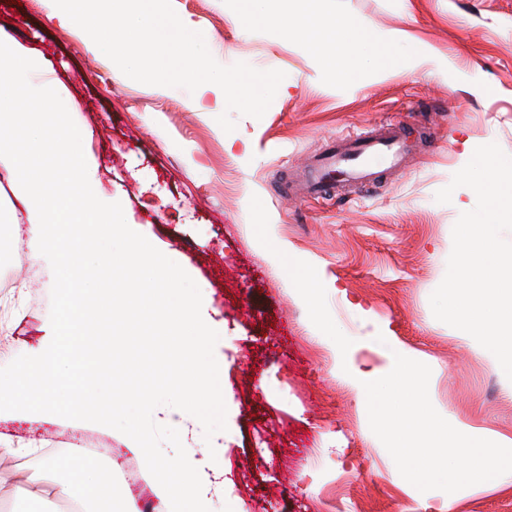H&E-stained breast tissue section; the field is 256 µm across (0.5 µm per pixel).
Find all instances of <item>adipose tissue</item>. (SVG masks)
I'll use <instances>...</instances> for the list:
<instances>
[{"instance_id":"1","label":"adipose tissue","mask_w":512,"mask_h":512,"mask_svg":"<svg viewBox=\"0 0 512 512\" xmlns=\"http://www.w3.org/2000/svg\"><path fill=\"white\" fill-rule=\"evenodd\" d=\"M291 28L296 31L305 46L312 53H320L326 39H342L347 45H354L366 38L391 47H399L406 36L398 30L370 34L366 25L359 22L339 20L327 24L321 17L308 13L291 21ZM88 452L80 447L70 448L64 458L51 460L50 465L65 471V479L49 484L45 481L42 470L31 469L25 475L26 494L29 504L44 506L51 499H69L76 502L79 512H89L90 503H113L120 491L108 470H101L97 480L87 476Z\"/></svg>"}]
</instances>
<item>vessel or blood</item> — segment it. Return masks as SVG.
<instances>
[{
	"label": "vessel or blood",
	"mask_w": 512,
	"mask_h": 512,
	"mask_svg": "<svg viewBox=\"0 0 512 512\" xmlns=\"http://www.w3.org/2000/svg\"><path fill=\"white\" fill-rule=\"evenodd\" d=\"M406 140V131L392 124L383 134L374 137L346 135L332 140L318 165L317 179L307 188L308 194H317L323 176L332 172L353 182H374L381 166L392 169L400 164Z\"/></svg>",
	"instance_id": "1"
}]
</instances>
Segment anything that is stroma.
<instances>
[{
	"label": "stroma",
	"instance_id": "35a3bbf8",
	"mask_svg": "<svg viewBox=\"0 0 512 512\" xmlns=\"http://www.w3.org/2000/svg\"><path fill=\"white\" fill-rule=\"evenodd\" d=\"M209 38L213 57L278 69L287 93L262 118L236 116L206 95L166 94L93 57L39 0H0V40L25 47L65 95L94 192L121 203L125 220L174 255L206 289L205 321L223 325L215 347L224 365V499L240 512H403L410 484L371 431L357 385L390 370L378 335L431 370L429 395L451 425L512 439V386L479 354L469 334L435 319L430 295L443 280L460 213L475 192L435 199L476 147L497 143L512 156V0H258L263 23H247L238 0H172ZM315 12L327 21L403 30V53L418 46L447 58L443 76L404 66L382 74L384 49L348 53L327 42L304 47L284 21ZM352 69L339 80L322 57ZM393 123L411 149L400 168L372 185L346 184L320 197L296 196L332 138ZM285 247L309 285L275 268ZM27 232L0 244V367L51 342V282L31 285ZM0 434L34 439L61 453L95 437L113 476L137 460L124 434L51 414L0 413ZM38 454L0 457V504L19 512V481ZM451 512H512V482L452 494ZM224 499L208 503L225 512Z\"/></svg>",
	"mask_w": 512,
	"mask_h": 512
}]
</instances>
